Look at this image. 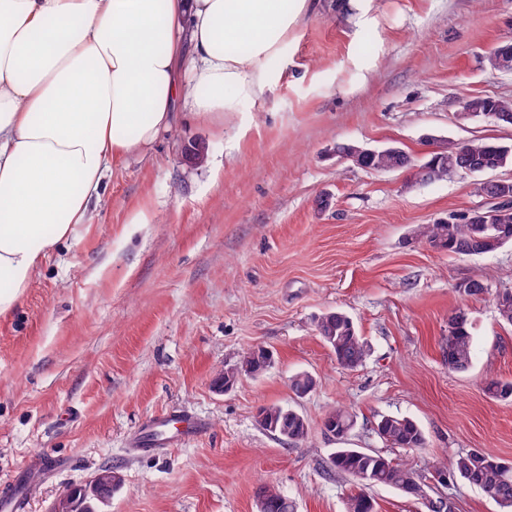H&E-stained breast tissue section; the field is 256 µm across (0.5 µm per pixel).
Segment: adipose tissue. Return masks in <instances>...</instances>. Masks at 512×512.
Instances as JSON below:
<instances>
[{
  "label": "adipose tissue",
  "instance_id": "obj_1",
  "mask_svg": "<svg viewBox=\"0 0 512 512\" xmlns=\"http://www.w3.org/2000/svg\"><path fill=\"white\" fill-rule=\"evenodd\" d=\"M311 0H0V315L87 219L111 161L184 109L262 96Z\"/></svg>",
  "mask_w": 512,
  "mask_h": 512
}]
</instances>
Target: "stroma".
<instances>
[{
	"label": "stroma",
	"instance_id": "1",
	"mask_svg": "<svg viewBox=\"0 0 512 512\" xmlns=\"http://www.w3.org/2000/svg\"><path fill=\"white\" fill-rule=\"evenodd\" d=\"M510 39L512 0L351 10L322 0L265 62L263 96L220 126L180 114L150 149L117 161L85 223L0 316V487L41 451L55 464L25 482L29 512H51L107 466L123 484L102 512H256L265 483L295 512H345L353 478L323 470L347 446L407 463L452 512H502L464 480L442 486L433 474L474 449L512 461V402L484 391L512 380V326L494 300L512 291V245L465 257L413 235L486 206L482 177L367 170L336 146L395 145L417 165L448 141L512 145V126L458 117L465 99H512V72L484 63ZM194 140L208 147L204 164L187 156ZM141 207L149 223H130ZM480 274L487 293L458 292ZM461 308L475 324L465 372L442 354ZM336 309L370 348L354 369L315 331V317ZM257 346L273 352L272 367L216 391V374ZM300 373L315 380L304 396L290 388ZM272 405L306 419L305 442L262 427L257 413ZM339 406L356 416L344 440L323 426ZM176 410L203 431L140 452L144 423ZM383 415L413 419L424 445L386 443L375 430Z\"/></svg>",
	"mask_w": 512,
	"mask_h": 512
}]
</instances>
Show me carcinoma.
Instances as JSON below:
<instances>
[{"mask_svg":"<svg viewBox=\"0 0 512 512\" xmlns=\"http://www.w3.org/2000/svg\"><path fill=\"white\" fill-rule=\"evenodd\" d=\"M465 104L484 111L491 110L499 116L497 123L512 126V101L493 96L472 97ZM479 166L494 171L512 166V150L485 139H471L457 144L448 154L432 151L429 159L419 166L418 177L423 181L440 179L448 175V169H464ZM361 167L370 170H404L414 167L412 156L401 149L366 157ZM414 236L430 246L459 256H482L499 251L512 243L511 224H471L459 215L451 224L442 220L433 224H421ZM496 307L500 319L512 325V292L497 293ZM315 329L329 346L336 361L345 368H356L368 355V349L358 335L353 321L341 311H329L315 320ZM474 326L463 311L454 313L448 321V340L443 350L448 367L457 372L468 370L472 362ZM272 355L263 348L247 350L241 364L251 366L253 374L267 370ZM291 389L298 395L311 392L314 379L305 373L291 379ZM486 394L497 400H512V382L492 379L485 385ZM258 418L263 428L276 435L286 445H297L308 437V425L302 415L280 406L260 408ZM356 423L355 415L344 408L330 411L324 421L326 430L338 438L348 435ZM377 433L397 448H420L425 438L421 428L408 417L385 415L377 423ZM440 476L457 477L483 490L504 508H512V463L504 462L481 451L472 450L456 456L451 466L436 468ZM325 473H338L354 477L359 490L350 494L346 512H374V504L365 489L374 486L395 488L417 500L429 495L422 483L406 464L395 462L381 454L357 448H338L330 457ZM257 498L264 501L266 512H294V505L271 485L261 486Z\"/></svg>","mask_w":512,"mask_h":512,"instance_id":"cac0c4a2","label":"carcinoma"}]
</instances>
